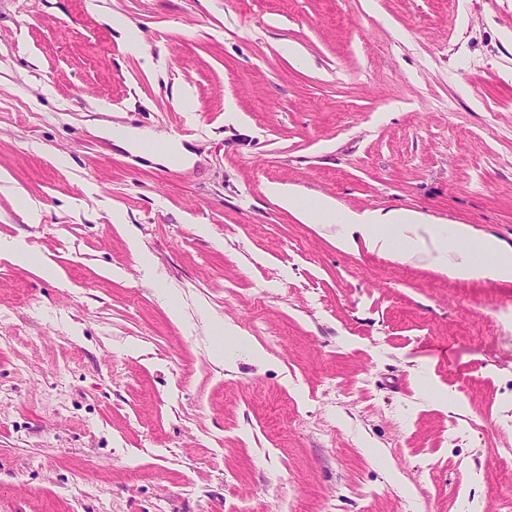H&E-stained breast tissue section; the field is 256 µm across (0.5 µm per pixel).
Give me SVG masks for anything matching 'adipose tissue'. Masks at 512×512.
Listing matches in <instances>:
<instances>
[{
    "instance_id": "ef3b65f1",
    "label": "adipose tissue",
    "mask_w": 512,
    "mask_h": 512,
    "mask_svg": "<svg viewBox=\"0 0 512 512\" xmlns=\"http://www.w3.org/2000/svg\"><path fill=\"white\" fill-rule=\"evenodd\" d=\"M268 192L303 223L337 225L336 241L342 249L361 242L399 262L426 255L434 267L453 278L512 281V248L472 225L432 224L424 214L411 210L357 212L331 198L305 208L292 189L273 184Z\"/></svg>"
}]
</instances>
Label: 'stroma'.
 Wrapping results in <instances>:
<instances>
[{
    "label": "stroma",
    "mask_w": 512,
    "mask_h": 512,
    "mask_svg": "<svg viewBox=\"0 0 512 512\" xmlns=\"http://www.w3.org/2000/svg\"><path fill=\"white\" fill-rule=\"evenodd\" d=\"M0 168L40 215L0 189V512H512V282L266 192L512 247V0H0ZM267 191L305 224H337V245L344 250L355 248L360 238L370 250L399 262L425 254L452 278L512 281V248L470 224H429L411 210L357 212L331 198L305 208L292 189L272 184ZM215 329L220 336L224 335L225 339H232L244 345L256 363H267L268 357L264 350L259 345L250 343L244 336H242L240 329L236 325L231 323L217 322L215 324Z\"/></svg>",
    "instance_id": "35a3bbf8"
}]
</instances>
